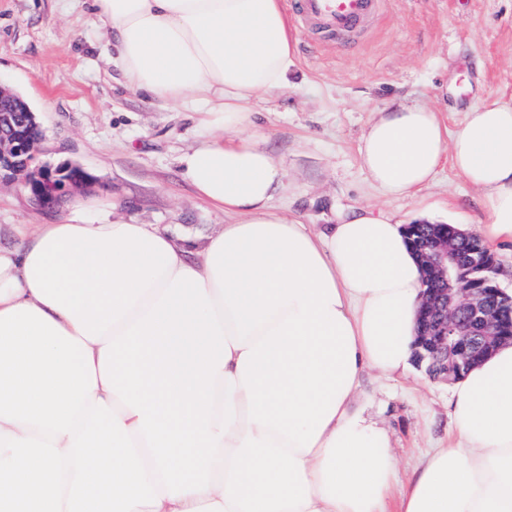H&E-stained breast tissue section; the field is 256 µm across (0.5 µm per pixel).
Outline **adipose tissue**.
Segmentation results:
<instances>
[{"label": "adipose tissue", "instance_id": "1", "mask_svg": "<svg viewBox=\"0 0 512 512\" xmlns=\"http://www.w3.org/2000/svg\"><path fill=\"white\" fill-rule=\"evenodd\" d=\"M129 86L201 116L182 158L224 229L63 223L0 246V512H512V343L455 380L454 430L395 483L388 431L358 402L414 358L424 271L394 215L311 231L271 205L285 174L254 99L288 85L283 0H89ZM370 182L415 198L450 162L512 244V100L448 131L388 103L359 148Z\"/></svg>", "mask_w": 512, "mask_h": 512}]
</instances>
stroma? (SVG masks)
Here are the masks:
<instances>
[{"instance_id": "35a3bbf8", "label": "stroma", "mask_w": 512, "mask_h": 512, "mask_svg": "<svg viewBox=\"0 0 512 512\" xmlns=\"http://www.w3.org/2000/svg\"><path fill=\"white\" fill-rule=\"evenodd\" d=\"M80 14L69 0H0V84L35 112L41 161L83 167L94 182L76 197L108 199L115 219L189 238L219 233L223 212L181 175L180 156L198 143L197 113L128 88L101 56L102 34L80 24ZM298 36L288 86L252 105L286 172L275 209L314 229L356 206L407 223L427 207L438 223H487L486 201L448 165L418 198L383 196L359 146L393 100L435 107L452 131L482 100H512V0H387L350 43L319 31ZM69 215L68 199L40 208L25 188L2 187L0 244ZM361 397L391 435L397 483L452 429L448 382L419 367L395 379L366 371Z\"/></svg>"}]
</instances>
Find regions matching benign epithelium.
Returning a JSON list of instances; mask_svg holds the SVG:
<instances>
[{"label":"benign epithelium","instance_id":"obj_1","mask_svg":"<svg viewBox=\"0 0 512 512\" xmlns=\"http://www.w3.org/2000/svg\"><path fill=\"white\" fill-rule=\"evenodd\" d=\"M42 130L35 113L12 91L0 87V186L24 185L42 207L53 204L71 189L90 182L78 165L57 167L36 164ZM458 230L437 224L419 252L426 276L445 285L425 289L420 320L426 329L419 336L416 361L430 363L435 377H461L470 350H492L512 342V293L485 275L495 256L476 250L461 264L454 253Z\"/></svg>","mask_w":512,"mask_h":512}]
</instances>
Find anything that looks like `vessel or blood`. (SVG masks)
Returning a JSON list of instances; mask_svg holds the SVG:
<instances>
[{"label":"vessel or blood","instance_id":"obj_1","mask_svg":"<svg viewBox=\"0 0 512 512\" xmlns=\"http://www.w3.org/2000/svg\"><path fill=\"white\" fill-rule=\"evenodd\" d=\"M306 27L342 36L377 16L383 0H298Z\"/></svg>","mask_w":512,"mask_h":512}]
</instances>
